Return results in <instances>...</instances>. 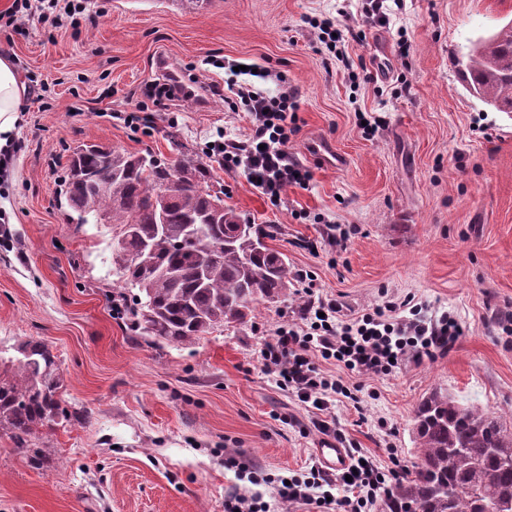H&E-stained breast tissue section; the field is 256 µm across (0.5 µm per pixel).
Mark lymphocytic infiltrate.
<instances>
[{
    "mask_svg": "<svg viewBox=\"0 0 512 512\" xmlns=\"http://www.w3.org/2000/svg\"><path fill=\"white\" fill-rule=\"evenodd\" d=\"M247 113L251 133L245 140H227L213 146L226 167H241L262 194L274 203L291 186L306 187L307 170L293 161L287 150L294 127L288 124L294 90L280 97L264 95L251 85L238 88ZM462 330L457 319L444 314L430 318L418 305L384 302L354 316L334 299H308L298 320L278 328L261 350L266 370L279 385L291 390L299 401L320 412H329L336 397H351L341 382L329 379L318 360L336 361L361 375H384L406 360L416 362L447 352ZM350 464L344 474L349 481L339 497H329L326 489L333 481L319 468H312L310 480L291 479L279 489L280 498L291 504L331 505L334 512H374L388 490L398 480V471L382 470L359 449H351Z\"/></svg>",
    "mask_w": 512,
    "mask_h": 512,
    "instance_id": "f902f5d3",
    "label": "lymphocytic infiltrate"
}]
</instances>
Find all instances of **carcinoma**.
<instances>
[{"label": "carcinoma", "instance_id": "1", "mask_svg": "<svg viewBox=\"0 0 512 512\" xmlns=\"http://www.w3.org/2000/svg\"><path fill=\"white\" fill-rule=\"evenodd\" d=\"M476 96L512 112V21L479 38L458 60ZM208 165L189 154L170 165L152 156L88 145L74 153L61 193L78 223L103 218L119 226L115 243L125 255L112 265L133 290L127 312L156 341L190 343L243 320L253 304L286 297L295 287L287 259L265 240L270 224H247L210 189ZM204 229L198 245H182L188 227ZM150 248L151 266L135 257ZM0 375V430L39 461L30 447L42 427L76 414L60 405L62 377L48 346L27 340ZM420 466L398 482L388 512H481L480 504L512 501V432L500 417L460 404L434 389L414 416Z\"/></svg>", "mask_w": 512, "mask_h": 512}]
</instances>
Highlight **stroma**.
Listing matches in <instances>:
<instances>
[{
  "mask_svg": "<svg viewBox=\"0 0 512 512\" xmlns=\"http://www.w3.org/2000/svg\"><path fill=\"white\" fill-rule=\"evenodd\" d=\"M87 2L91 18L75 28L35 15L18 29L0 25V52L40 87L23 102L0 172V353L44 342L62 371V407L81 415L33 439L39 465L0 430V512H224L232 494L255 492L266 512H307L285 506L277 481L308 477L321 434L261 360L304 295L258 303L244 322L186 345L131 327L112 311L123 286L112 266L116 226L75 223L58 201L71 155L86 143L206 163L225 206L278 226L270 247L292 271L309 272L317 297L350 312L410 297L427 315L458 319L463 334L447 353L387 375L320 362L360 387V402L338 398L331 414L382 467L413 475L414 412L435 388L512 431V334L494 322L512 312V112L474 96L457 68L478 37L512 21V0H386L385 23L345 42L352 74L337 68L317 25L355 27L367 0ZM163 59L216 93L143 101ZM250 64L264 77L244 74ZM247 82L271 96L297 92L288 150L311 180L277 205L208 152L218 136L248 135L235 95ZM133 111L135 128L124 122ZM318 138L346 166L309 154ZM328 221L350 231L346 250L322 240ZM230 456L237 467L225 466ZM255 466L271 484L250 482Z\"/></svg>",
  "mask_w": 512,
  "mask_h": 512,
  "instance_id": "stroma-1",
  "label": "stroma"
}]
</instances>
